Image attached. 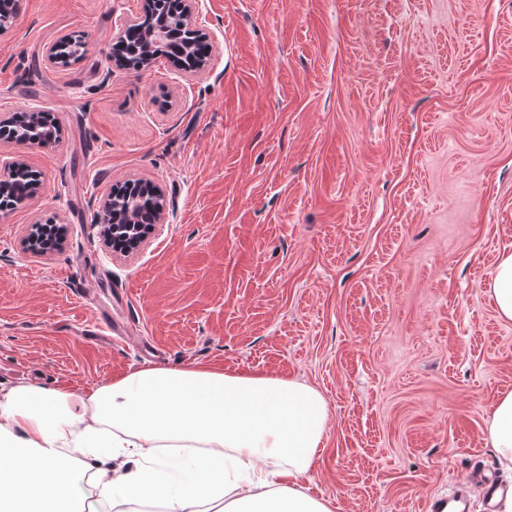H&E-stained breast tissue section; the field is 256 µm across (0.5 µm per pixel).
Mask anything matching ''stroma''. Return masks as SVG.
Returning <instances> with one entry per match:
<instances>
[{"instance_id":"obj_1","label":"stroma","mask_w":512,"mask_h":512,"mask_svg":"<svg viewBox=\"0 0 512 512\" xmlns=\"http://www.w3.org/2000/svg\"><path fill=\"white\" fill-rule=\"evenodd\" d=\"M141 0H20L0 34V118L37 107L54 145L0 141L42 175L0 216V381L100 385L211 365L319 389L310 493L334 512H430L481 468L512 391V322L486 293L512 249V0H200L192 75L118 68ZM85 54L49 47L74 33ZM149 180L166 218L136 254L96 222ZM57 218L62 251L27 250Z\"/></svg>"}]
</instances>
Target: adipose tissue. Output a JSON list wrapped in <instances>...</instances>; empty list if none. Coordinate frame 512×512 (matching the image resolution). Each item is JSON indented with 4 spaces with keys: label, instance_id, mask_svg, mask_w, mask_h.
Returning <instances> with one entry per match:
<instances>
[{
    "label": "adipose tissue",
    "instance_id": "adipose-tissue-1",
    "mask_svg": "<svg viewBox=\"0 0 512 512\" xmlns=\"http://www.w3.org/2000/svg\"><path fill=\"white\" fill-rule=\"evenodd\" d=\"M488 293L512 321V249ZM328 417L308 383L196 364L83 390L0 383V512H333L306 486ZM487 432L512 465V392Z\"/></svg>",
    "mask_w": 512,
    "mask_h": 512
}]
</instances>
